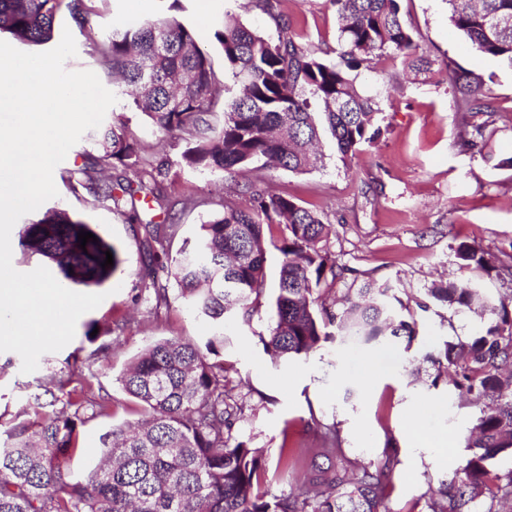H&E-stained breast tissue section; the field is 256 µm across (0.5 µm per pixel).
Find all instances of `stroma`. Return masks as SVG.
Here are the masks:
<instances>
[{"label":"stroma","instance_id":"stroma-1","mask_svg":"<svg viewBox=\"0 0 512 512\" xmlns=\"http://www.w3.org/2000/svg\"><path fill=\"white\" fill-rule=\"evenodd\" d=\"M94 5L85 27L67 17L59 21L69 27L77 45L76 57L65 67L94 71L107 87L112 77L88 46L106 40L113 26L122 23L175 13L212 56L219 75L224 58L214 34L225 13L240 16L265 35H278L274 21L252 0H181L176 7L170 0H94ZM278 10L306 49L335 60L338 23L328 0H279ZM401 12L432 70L420 73L405 63L383 60L365 73L364 84L377 97L378 134L351 161H341L328 144L320 169L292 173L250 167L233 180L182 163L183 142L162 140L148 118L131 110L125 94H118L105 118L124 119L146 157H170L168 192L201 200V207L181 218L184 235L197 233L210 202L232 197L248 206V196L237 192L239 185L264 182L322 216L329 229L327 247L359 280L386 281L397 288L415 321L417 336L411 346L346 341L275 364L259 341L272 321L281 263L280 252L268 248L262 304L250 324L226 321L224 361L232 365L231 378L252 407L236 430L264 449L269 478L277 476L283 443L313 446L315 422L332 423L350 459L369 464L396 449L390 512H422L427 480L461 471L478 412L477 406L463 403L452 386L432 383L427 357L443 341L467 340L493 320L487 313L428 302L427 290L447 278L474 284L492 302L512 301V279L495 272L496 267L512 265V69L471 48L450 23L445 0H401ZM450 65L481 78L496 109L493 118L458 107L445 79ZM484 122L491 131L486 144L462 150L461 136ZM81 163L73 148L57 165L55 202L116 248L119 266L98 287L106 298L79 318L66 347L41 357L35 372L22 373L17 353L0 352V431L31 411L42 384L66 371L71 361L87 369L94 384L111 395V417L87 413L78 426V452L71 461L78 479L99 464L100 437L111 424L140 416L139 404L116 381L132 357L157 338L184 336L202 343L213 334L211 324L193 314L177 289H170L168 306L157 310L134 301L133 286L145 270L144 233L119 212L71 190L62 175ZM463 242L480 246L492 271L461 267L456 249ZM419 300L427 301V309L416 308ZM115 320L126 321L125 333L104 334V327ZM91 327L100 329L98 339L88 338Z\"/></svg>","mask_w":512,"mask_h":512}]
</instances>
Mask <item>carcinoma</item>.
<instances>
[{
    "mask_svg": "<svg viewBox=\"0 0 512 512\" xmlns=\"http://www.w3.org/2000/svg\"><path fill=\"white\" fill-rule=\"evenodd\" d=\"M91 0H0V34L24 45L53 39L58 15L79 27L92 12ZM338 16L336 60L324 61L289 34L277 12L278 0L258 7L279 29L273 39L232 13H224L215 38L224 55L220 80L211 56L194 33L175 17L112 27L108 39L90 45L105 58L112 75L130 87V106L168 137L185 142L186 165L234 177L258 164L263 169L306 173L324 165L318 151L329 138L342 161L371 141L374 96L359 81L361 70L380 58L413 55L414 35L400 17V0H330ZM449 19L479 54L512 69V0H446ZM448 85L468 112H495L473 74L446 69ZM95 148L80 154L82 165L65 180L94 200L142 223L139 209L184 212L190 199L168 195L162 185L171 166L166 156L142 155L127 123L114 120L94 135ZM119 164L137 180L107 181L102 174ZM251 205L218 202L213 218L199 225L196 239L171 256L180 224L144 227L147 255L157 265L171 264L180 297L195 313L224 327L228 317L248 325L265 295L268 246L282 255L275 315L260 336L274 362L307 357L325 343L356 336L363 343L412 342L406 305L387 284L366 281L348 286L341 308L331 310L322 292L336 291L349 269L323 245L327 225L316 211L293 198L245 187ZM279 229L274 237L273 228ZM86 222L51 207L24 225L23 251L53 264L65 286L101 285L119 265L117 250L102 238L79 247ZM113 265L103 266L105 252ZM464 268L488 270L485 252L461 243ZM152 292L155 308L168 305L167 286L139 279ZM433 300L496 316L494 324L466 341H444L428 356L436 371L479 407L467 447L471 454L461 475L428 481L425 512H512V470L493 469L497 457L512 455V310L495 306L468 282L435 283ZM224 336L205 344L182 337L145 345L117 382L142 408L134 423H119L102 437L103 464L83 479L74 478L70 456L76 449L82 402L68 386L85 388L77 368L51 380L32 415L0 436V512H389L396 451L368 466L346 455L336 425L317 423L316 448H283L279 479L287 489H271L264 449L241 439L236 424L248 409L246 398L228 389ZM92 414L112 416V397L91 401Z\"/></svg>",
    "mask_w": 512,
    "mask_h": 512,
    "instance_id": "carcinoma-1",
    "label": "carcinoma"
}]
</instances>
